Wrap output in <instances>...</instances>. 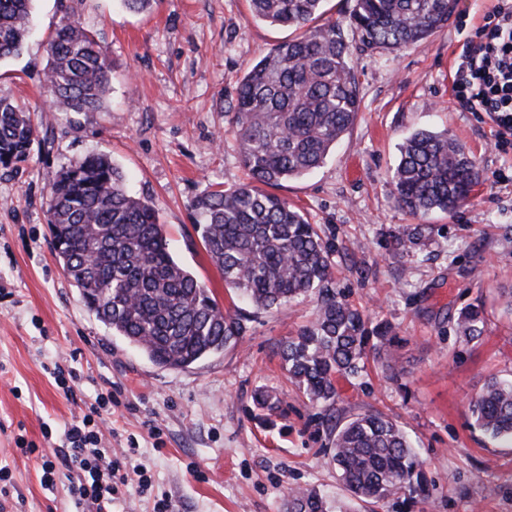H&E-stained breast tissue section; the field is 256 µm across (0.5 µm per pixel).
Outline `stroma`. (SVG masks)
Returning <instances> with one entry per match:
<instances>
[{"mask_svg": "<svg viewBox=\"0 0 512 512\" xmlns=\"http://www.w3.org/2000/svg\"><path fill=\"white\" fill-rule=\"evenodd\" d=\"M496 0H458L446 28L400 51L364 46L344 22L355 0H325L324 21L343 23L359 76L361 108L318 169L277 193L300 208L334 246V286L369 329L390 328L386 351L337 382L340 415L379 412L405 431L424 462V491L412 502L351 501L341 486L320 408L290 382L283 343L314 318L313 299L259 311L225 288L195 225L193 203L209 187L248 178L232 123L249 68L294 30L263 23L248 0H158L133 13L117 0H37L20 54L0 63V97L26 106L37 140L29 160L0 166V468L10 495L0 512H66L73 485L41 484L42 461L17 438L43 443L86 413L100 394L119 435L151 483L130 481L112 512H287L288 491L318 488L353 512H512V446L474 423L468 403L492 376L512 379V143L495 144L492 123L454 97L456 66ZM94 32L112 63L99 112H57L42 81L50 33L66 14ZM448 132L484 176L454 214L416 219L394 200L390 171L404 139ZM93 153L111 157L131 195L158 209L171 254L219 305L246 318L236 346L189 368L156 366L98 321L52 251L46 198L62 167ZM417 246L395 237L416 224ZM482 305L478 340L461 343L452 320ZM84 376L67 399L43 369L49 361ZM280 399L271 414L252 396Z\"/></svg>", "mask_w": 512, "mask_h": 512, "instance_id": "obj_1", "label": "stroma"}]
</instances>
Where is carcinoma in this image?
I'll use <instances>...</instances> for the list:
<instances>
[{
    "mask_svg": "<svg viewBox=\"0 0 512 512\" xmlns=\"http://www.w3.org/2000/svg\"><path fill=\"white\" fill-rule=\"evenodd\" d=\"M36 0H0V60L28 39ZM324 0H249L252 14L303 31L276 45L240 82L232 106L240 156L250 181L218 186L195 201L198 230L227 288L259 310L313 295L312 324L285 342L288 373L308 401L334 410L336 377L361 369L369 335L361 313L333 288L332 245L304 213L269 191L324 164L354 125L360 87L340 28L317 26ZM457 0H355L350 25L364 44L400 51L448 26ZM111 79L106 51L80 19L66 18L48 40L45 85L58 112H98ZM35 142L29 110L0 98V164L24 161ZM483 171L465 144L446 132L416 131L391 175L397 203L413 217L454 213L471 201ZM55 255L87 309L153 363L185 369L235 345L246 327L170 255L157 208L131 196L105 154L64 168L46 202ZM481 306L462 310L457 336L483 333ZM254 405L273 412L266 391ZM477 426L512 444V381L493 378L469 402ZM333 460L355 500L384 501L422 490V463L399 426L356 414L330 430ZM288 512H348L314 488L291 489Z\"/></svg>",
    "mask_w": 512,
    "mask_h": 512,
    "instance_id": "obj_1",
    "label": "carcinoma"
}]
</instances>
